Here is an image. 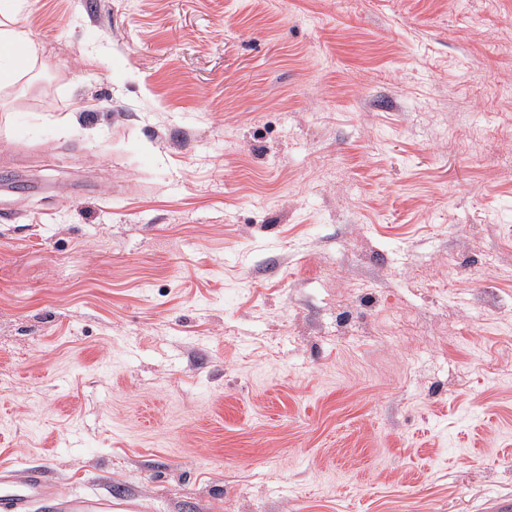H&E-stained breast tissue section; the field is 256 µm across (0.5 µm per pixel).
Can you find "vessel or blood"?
I'll return each mask as SVG.
<instances>
[{"mask_svg":"<svg viewBox=\"0 0 512 512\" xmlns=\"http://www.w3.org/2000/svg\"><path fill=\"white\" fill-rule=\"evenodd\" d=\"M135 512L133 503L115 494H77L47 480L41 470L31 469L22 477L0 471V512Z\"/></svg>","mask_w":512,"mask_h":512,"instance_id":"obj_1","label":"vessel or blood"}]
</instances>
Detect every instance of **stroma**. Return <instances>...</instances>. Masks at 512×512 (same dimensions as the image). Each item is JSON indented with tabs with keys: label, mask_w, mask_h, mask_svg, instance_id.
Segmentation results:
<instances>
[{
	"label": "stroma",
	"mask_w": 512,
	"mask_h": 512,
	"mask_svg": "<svg viewBox=\"0 0 512 512\" xmlns=\"http://www.w3.org/2000/svg\"><path fill=\"white\" fill-rule=\"evenodd\" d=\"M0 467L141 512L512 499V0H27Z\"/></svg>",
	"instance_id": "35a3bbf8"
}]
</instances>
